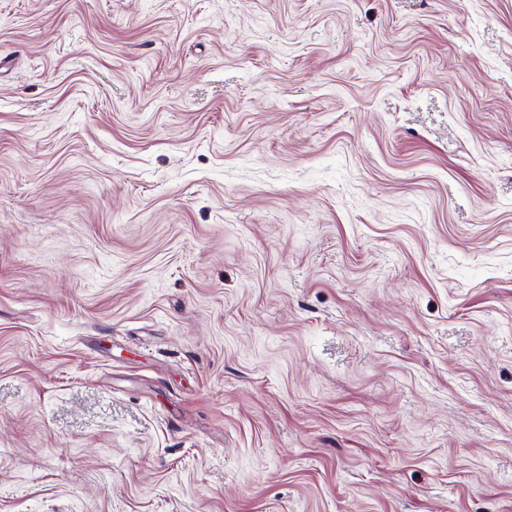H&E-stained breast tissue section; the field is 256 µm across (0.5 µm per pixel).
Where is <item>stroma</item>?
Wrapping results in <instances>:
<instances>
[{
    "mask_svg": "<svg viewBox=\"0 0 512 512\" xmlns=\"http://www.w3.org/2000/svg\"><path fill=\"white\" fill-rule=\"evenodd\" d=\"M0 512H512V0H0Z\"/></svg>",
    "mask_w": 512,
    "mask_h": 512,
    "instance_id": "1",
    "label": "stroma"
}]
</instances>
